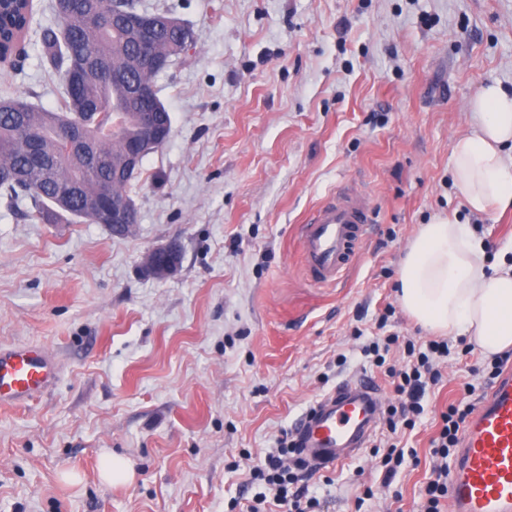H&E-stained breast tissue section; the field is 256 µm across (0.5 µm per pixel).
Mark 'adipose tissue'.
<instances>
[{
  "label": "adipose tissue",
  "instance_id": "obj_1",
  "mask_svg": "<svg viewBox=\"0 0 512 512\" xmlns=\"http://www.w3.org/2000/svg\"><path fill=\"white\" fill-rule=\"evenodd\" d=\"M453 149L454 182L474 213L512 208V91L482 87ZM468 225L434 215L409 241L400 301L422 326L474 342L488 356L512 349V266L489 268Z\"/></svg>",
  "mask_w": 512,
  "mask_h": 512
}]
</instances>
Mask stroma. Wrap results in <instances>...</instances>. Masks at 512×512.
<instances>
[{"instance_id":"35a3bbf8","label":"stroma","mask_w":512,"mask_h":512,"mask_svg":"<svg viewBox=\"0 0 512 512\" xmlns=\"http://www.w3.org/2000/svg\"><path fill=\"white\" fill-rule=\"evenodd\" d=\"M49 2L33 0L25 57L0 66V91L52 110ZM142 3L194 42L155 78L171 134L127 187L134 233L40 223L24 216L30 201L0 197V348H45L57 370L39 397L0 407V512H230L255 461L316 399L365 377L394 402L363 348L382 329L432 337L396 295L421 224L437 213L468 224L489 263L512 242V211L470 212L452 161L469 100L489 83L512 88V0ZM343 186L368 200L369 232L319 285L299 230ZM172 240L179 271L147 276L144 255ZM449 348L403 438L421 464L394 477L401 500L367 447L305 473L319 512H422L440 412L464 383L487 390L480 349ZM106 451L131 461L132 481L101 482Z\"/></svg>"}]
</instances>
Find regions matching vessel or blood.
<instances>
[{"instance_id": "obj_1", "label": "vessel or blood", "mask_w": 512, "mask_h": 512, "mask_svg": "<svg viewBox=\"0 0 512 512\" xmlns=\"http://www.w3.org/2000/svg\"><path fill=\"white\" fill-rule=\"evenodd\" d=\"M366 204L344 196L320 205L300 238L311 279L335 282L362 244ZM56 374L35 348L0 349V406L43 393ZM381 393L358 380L316 401L296 437L309 466L322 469L366 448L381 416ZM449 512H512V369L502 372L465 424L448 471Z\"/></svg>"}]
</instances>
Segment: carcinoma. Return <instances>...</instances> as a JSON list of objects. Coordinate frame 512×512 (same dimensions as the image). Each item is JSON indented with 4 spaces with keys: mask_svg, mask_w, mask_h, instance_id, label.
Here are the masks:
<instances>
[{
    "mask_svg": "<svg viewBox=\"0 0 512 512\" xmlns=\"http://www.w3.org/2000/svg\"><path fill=\"white\" fill-rule=\"evenodd\" d=\"M139 6V0H55L58 25L43 30L41 45L62 75L57 108L0 98V192L11 204L30 200L29 217L52 223L65 212L92 222L103 187L113 201L129 200L126 187L135 175L114 183L112 174L125 168L127 148L142 134L130 88L148 87L156 77L143 63L150 48L124 22ZM191 45L174 32L158 48L177 57ZM68 185L75 192L62 201L59 190Z\"/></svg>",
    "mask_w": 512,
    "mask_h": 512,
    "instance_id": "obj_1",
    "label": "carcinoma"
}]
</instances>
